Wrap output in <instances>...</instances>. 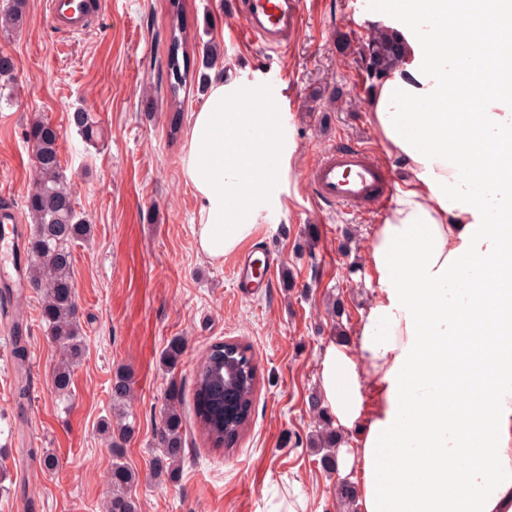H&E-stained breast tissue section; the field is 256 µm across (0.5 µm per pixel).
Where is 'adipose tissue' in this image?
I'll return each mask as SVG.
<instances>
[{"label": "adipose tissue", "instance_id": "ef3b65f1", "mask_svg": "<svg viewBox=\"0 0 512 512\" xmlns=\"http://www.w3.org/2000/svg\"><path fill=\"white\" fill-rule=\"evenodd\" d=\"M372 3L371 22L394 19L405 44L370 89V122L405 178L369 243L378 288L355 339L320 359L336 427L360 432L340 447L339 471L356 477L357 512H512V274H490L512 258V95L482 94L464 112L449 95L487 66L472 45L448 50L462 0ZM250 98L246 83L223 82L192 115L185 171L197 246L212 261L252 236L266 162L286 149L280 123ZM474 128L500 165L472 163ZM476 366L486 383L458 394L454 376Z\"/></svg>", "mask_w": 512, "mask_h": 512}]
</instances>
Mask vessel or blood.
I'll list each match as a JSON object with an SVG mask.
<instances>
[{"label": "vessel or blood", "mask_w": 512, "mask_h": 512, "mask_svg": "<svg viewBox=\"0 0 512 512\" xmlns=\"http://www.w3.org/2000/svg\"><path fill=\"white\" fill-rule=\"evenodd\" d=\"M103 8V0H90L83 11L74 8L72 0H47L46 20L58 32L74 34L95 23ZM235 8L247 34L273 50L287 49L302 26L303 0H237ZM308 180L314 202L329 207L369 202L378 209L394 191L373 150L355 142L341 141L322 152L309 168ZM232 272L239 284L258 288L274 279L276 269L271 266L256 273L251 251L244 250L234 255Z\"/></svg>", "instance_id": "vessel-or-blood-1"}]
</instances>
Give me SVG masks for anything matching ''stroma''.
Listing matches in <instances>:
<instances>
[{
  "label": "stroma",
  "instance_id": "obj_1",
  "mask_svg": "<svg viewBox=\"0 0 512 512\" xmlns=\"http://www.w3.org/2000/svg\"><path fill=\"white\" fill-rule=\"evenodd\" d=\"M232 0H182L190 69L206 43L220 56L211 76L277 86L290 105L293 150L277 159V182L250 242L280 262L258 296L241 294L229 261L197 248V203L185 176L192 112L204 103L191 87L182 109L154 93L166 73L169 0H106L82 33L56 32L45 0H27V22L0 31V54L14 62L11 102L0 103V204L22 206L34 177L24 138L28 124L59 127L61 172L76 210L92 226L73 248L77 318L86 353L66 397L55 390L59 354L41 321V295L29 287L0 310V512H103L112 457L100 421L112 406V379L126 368L135 433L125 461L140 480L129 489L139 512H277L296 493L305 512H339L337 473L326 472L307 445L324 348L354 336L376 282L369 239L384 212L315 207L307 168L335 139L375 147L368 120L372 79L362 46L372 28L367 0H303V25L287 51L247 40ZM90 112L101 129L87 144L70 122ZM340 302L339 318L326 312ZM21 324L28 355L17 369L9 328ZM186 348L175 371L161 356L169 341ZM249 345L257 371L250 421L234 445L203 436L193 409L194 374L211 345ZM24 383L31 399L19 403ZM182 396L186 430L178 480L156 479L151 459L161 407L170 389ZM57 459L45 469L40 453Z\"/></svg>",
  "mask_w": 512,
  "mask_h": 512
}]
</instances>
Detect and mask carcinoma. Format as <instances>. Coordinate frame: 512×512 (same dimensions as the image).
I'll use <instances>...</instances> for the list:
<instances>
[{"label": "carcinoma", "instance_id": "cac0c4a2", "mask_svg": "<svg viewBox=\"0 0 512 512\" xmlns=\"http://www.w3.org/2000/svg\"><path fill=\"white\" fill-rule=\"evenodd\" d=\"M171 53L168 56V89L176 107L182 106L179 91L192 85L196 79H206L203 73L181 69L179 49L183 46V27L180 23V0H171ZM26 22L25 0H8L0 9V29L17 32ZM370 69L376 75L392 70L402 56V45L391 30L378 27L369 36ZM72 125L82 136L92 141L97 134L96 121L91 113L78 110L71 117ZM26 143L33 153L35 173L32 188L26 197V211L31 218L27 252L30 256L29 282L42 296L41 320L49 330L61 359L55 371V387L64 394L71 380V373L85 354V339L76 316L75 286L72 279L73 255L71 245L84 239L90 225L79 218L73 191L63 180L60 171L58 141L61 132L46 120H35L25 129ZM183 341L172 339L164 350L165 367L175 369L183 354ZM236 351L235 358L243 364L249 376L242 378L241 404L252 405L256 377L250 370L252 356L249 347L236 343H219L212 346L198 363L195 377V415L204 435L213 445L224 444V435L216 433L215 424L237 438L246 427L250 414L240 410L228 417L220 409L215 389L207 387L215 366L224 362V351ZM131 394L129 372L120 370L112 381V414L100 422V431L109 438L112 467L107 483L110 492L106 512H138L137 502L128 489L138 476L124 462V443L134 433L135 422L129 420L127 402ZM182 399L176 389L165 398L161 428L156 435L157 454L152 464L156 474L174 481L178 478L184 454V427L181 415ZM310 412L317 418V426L310 435V446L320 455L319 463L326 471L336 470L338 460L334 448L345 440L342 430L333 427L316 398H311Z\"/></svg>", "mask_w": 512, "mask_h": 512}]
</instances>
